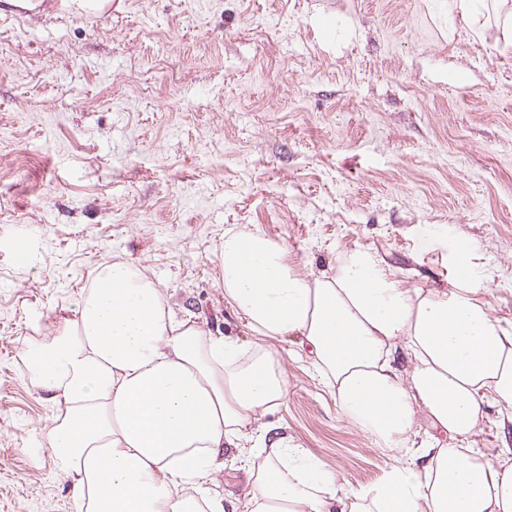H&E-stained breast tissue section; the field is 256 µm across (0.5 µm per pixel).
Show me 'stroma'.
Instances as JSON below:
<instances>
[{"label": "stroma", "instance_id": "obj_1", "mask_svg": "<svg viewBox=\"0 0 512 512\" xmlns=\"http://www.w3.org/2000/svg\"><path fill=\"white\" fill-rule=\"evenodd\" d=\"M0 0V512H71L38 446L56 405L23 359L121 259L180 317L252 349L224 300V229L322 274L370 251L405 286L448 289L483 256L512 323V42L452 0ZM466 90H459L458 82ZM266 420L349 489L399 450L344 415L295 343Z\"/></svg>", "mask_w": 512, "mask_h": 512}]
</instances>
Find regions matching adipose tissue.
Masks as SVG:
<instances>
[{"instance_id": "1", "label": "adipose tissue", "mask_w": 512, "mask_h": 512, "mask_svg": "<svg viewBox=\"0 0 512 512\" xmlns=\"http://www.w3.org/2000/svg\"><path fill=\"white\" fill-rule=\"evenodd\" d=\"M481 255L455 258L440 291L401 285L375 254L349 250L331 275L295 273L264 233L224 230V299L259 337L250 356L179 318L141 269L115 260L53 343L28 349L57 405L39 446L72 484L73 512H224L210 488L255 447L245 512H512V448L467 447L485 404L512 424V325L481 296ZM293 338L341 411L402 454L379 484L346 488L264 416L288 396L272 341ZM438 434L411 446L418 415Z\"/></svg>"}]
</instances>
